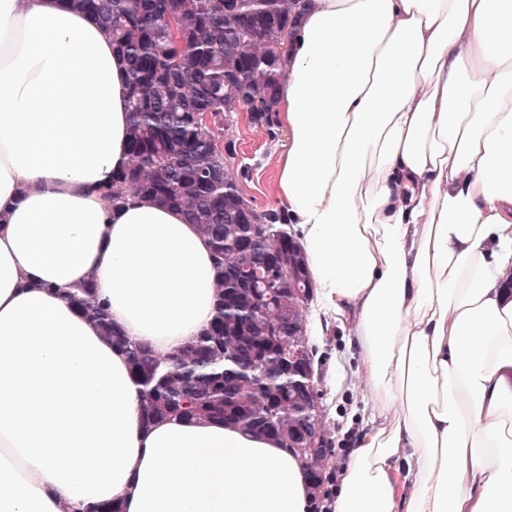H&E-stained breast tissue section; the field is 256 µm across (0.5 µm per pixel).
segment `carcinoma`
Instances as JSON below:
<instances>
[{
	"label": "carcinoma",
	"instance_id": "carcinoma-1",
	"mask_svg": "<svg viewBox=\"0 0 512 512\" xmlns=\"http://www.w3.org/2000/svg\"><path fill=\"white\" fill-rule=\"evenodd\" d=\"M95 17L126 65L128 165L102 188L117 207L131 194L181 211L211 245L217 269L215 317L166 356L127 338L96 288L68 296L112 344L125 350L140 386L145 423L216 420L267 436L299 457L309 419L289 349L315 358L299 295L316 286L288 214L260 211L242 192L245 171L228 170V114L252 109L275 125L286 37L308 0H63ZM180 20L176 35L168 21Z\"/></svg>",
	"mask_w": 512,
	"mask_h": 512
}]
</instances>
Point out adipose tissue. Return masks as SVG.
Segmentation results:
<instances>
[{
    "mask_svg": "<svg viewBox=\"0 0 512 512\" xmlns=\"http://www.w3.org/2000/svg\"><path fill=\"white\" fill-rule=\"evenodd\" d=\"M276 198L375 419L335 512H512V0H309L289 36ZM125 64L87 14L0 0V512H307L302 467L212 420L144 424L132 340L211 322L210 245L100 187L128 158Z\"/></svg>",
    "mask_w": 512,
    "mask_h": 512,
    "instance_id": "obj_1",
    "label": "adipose tissue"
}]
</instances>
